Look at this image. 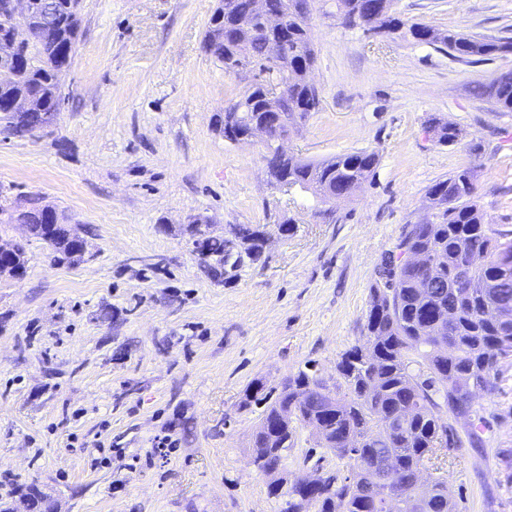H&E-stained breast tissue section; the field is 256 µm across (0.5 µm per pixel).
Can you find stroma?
Here are the masks:
<instances>
[{
  "label": "stroma",
  "mask_w": 512,
  "mask_h": 512,
  "mask_svg": "<svg viewBox=\"0 0 512 512\" xmlns=\"http://www.w3.org/2000/svg\"><path fill=\"white\" fill-rule=\"evenodd\" d=\"M219 0H81L64 102L33 137L0 129V206H50L88 252L57 259L22 225V278L0 276V505L29 512L27 488L53 512H281L251 463L261 406L312 365L327 382L365 334L376 271L409 225L431 219L426 189L476 174L485 223L512 230V112L478 84L512 54L463 64L436 46L374 37L313 0L321 108L284 142L320 161L367 149L370 182L327 202L271 185L263 142L233 144L224 108L257 79L228 75L203 48ZM407 22L512 36V0H394ZM456 126V144L425 130ZM265 233L258 258L211 268L189 227ZM289 233H282L281 225ZM480 447L436 472L460 512H512L498 452L512 448V365L491 394Z\"/></svg>",
  "instance_id": "stroma-1"
}]
</instances>
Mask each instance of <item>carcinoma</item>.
<instances>
[{
	"instance_id": "1",
	"label": "carcinoma",
	"mask_w": 512,
	"mask_h": 512,
	"mask_svg": "<svg viewBox=\"0 0 512 512\" xmlns=\"http://www.w3.org/2000/svg\"><path fill=\"white\" fill-rule=\"evenodd\" d=\"M30 27L58 23L42 39L20 37L19 51L0 56V125L17 136L47 126L62 102L60 75L73 57L79 29L80 0H29ZM349 25L384 14L389 36L448 49L466 63L488 61L512 53V38H493L456 30L441 31L425 23L407 24L393 11V0H336ZM309 0H221L210 19L204 41L208 54L236 73L243 61L273 63L284 97L259 84L231 102L235 112L224 120L245 130L253 123L281 113L293 128L319 110L318 89L306 79L316 62L308 27ZM276 16L288 30V41L267 26ZM477 97L498 112H512V70L503 71L478 87ZM426 131L438 142L453 145L458 131L432 118ZM271 182L298 186L315 197L354 192L373 175L377 155L357 151L322 161H295L268 152L264 156ZM473 170L466 167L431 184L426 196L433 219L412 224L378 270L372 288L365 336L336 362V381L328 384L308 368L288 377L276 391L263 393L257 383L246 390V401L264 405L254 433L253 452L262 468L277 469L301 425L321 430L318 446L348 458L347 473L336 472L334 489L325 483L312 493L292 485L281 512H456L442 485L426 488L417 482L420 466L443 460L451 453L439 446L445 438L455 449L463 445L453 423L467 420L466 437L481 440L482 416L470 406L461 411L453 390L476 386L490 394L499 371L512 361V318L485 317L494 305L512 313V238L509 232L483 221L473 202ZM8 222L29 224L31 237L48 244L60 259L68 258V242L80 238L78 229L50 221L45 209L8 214ZM194 249L202 258L224 260L225 240L199 227L189 229ZM232 233L239 246L257 257L263 235L257 225L236 224ZM426 260L419 266L409 257ZM356 456H346L343 441ZM384 478L400 475V507L389 504V489L370 479L365 466Z\"/></svg>"
}]
</instances>
